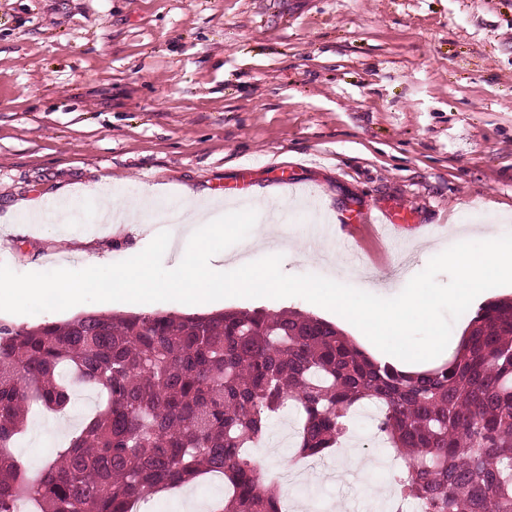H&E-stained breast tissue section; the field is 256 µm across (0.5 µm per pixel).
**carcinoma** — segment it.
Returning <instances> with one entry per match:
<instances>
[{"instance_id":"obj_1","label":"carcinoma","mask_w":512,"mask_h":512,"mask_svg":"<svg viewBox=\"0 0 512 512\" xmlns=\"http://www.w3.org/2000/svg\"><path fill=\"white\" fill-rule=\"evenodd\" d=\"M100 403L35 467L11 452L35 405L62 413L74 391ZM405 460L394 498L420 512H512V298L478 308L455 354L408 372L368 356L335 324L285 310L85 312L0 324V512H135L147 496L224 477L216 512H283L248 449L288 404L297 453L321 455L355 408Z\"/></svg>"}]
</instances>
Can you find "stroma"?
Here are the masks:
<instances>
[{
  "mask_svg": "<svg viewBox=\"0 0 512 512\" xmlns=\"http://www.w3.org/2000/svg\"><path fill=\"white\" fill-rule=\"evenodd\" d=\"M187 189L226 205L192 247L199 262L260 259L242 243L274 219L304 255L288 274L381 297L456 243L458 226L512 232V0H0V263L22 274L128 259L156 231L106 234L99 194L149 192L164 209ZM259 194L264 212L238 220L233 205ZM21 204L41 220L20 228ZM388 212L399 228L384 237ZM318 219L335 234L318 235ZM208 309L316 312L299 297ZM106 310L193 308L86 302L0 323ZM93 408L87 393L65 415L32 409L14 455L43 458L65 443L58 426L77 434ZM297 431L294 416L273 418L251 451L262 478L280 471L270 449L295 457ZM366 485L331 453L299 491L310 512H372Z\"/></svg>",
  "mask_w": 512,
  "mask_h": 512,
  "instance_id": "35a3bbf8",
  "label": "stroma"
}]
</instances>
